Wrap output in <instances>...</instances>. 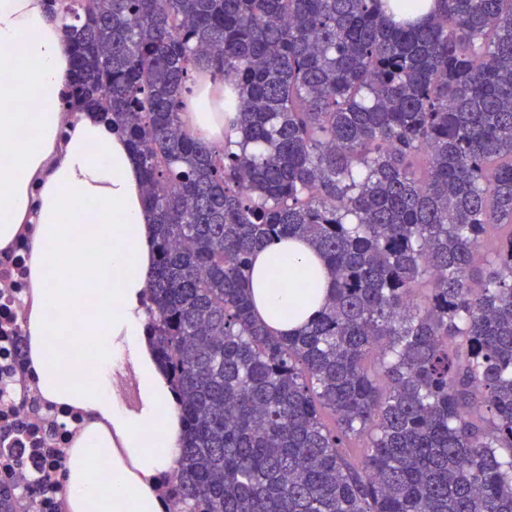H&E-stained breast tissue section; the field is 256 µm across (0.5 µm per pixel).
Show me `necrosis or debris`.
<instances>
[{
	"label": "necrosis or debris",
	"instance_id": "necrosis-or-debris-1",
	"mask_svg": "<svg viewBox=\"0 0 512 512\" xmlns=\"http://www.w3.org/2000/svg\"><path fill=\"white\" fill-rule=\"evenodd\" d=\"M27 289L25 246L17 243L0 251V481L20 493L36 489V512H62L64 463L84 417L35 403L37 381L21 348Z\"/></svg>",
	"mask_w": 512,
	"mask_h": 512
}]
</instances>
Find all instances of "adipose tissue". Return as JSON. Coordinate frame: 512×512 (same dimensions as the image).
<instances>
[{"label": "adipose tissue", "mask_w": 512, "mask_h": 512, "mask_svg": "<svg viewBox=\"0 0 512 512\" xmlns=\"http://www.w3.org/2000/svg\"><path fill=\"white\" fill-rule=\"evenodd\" d=\"M67 25L47 0H0V249L36 225L27 365L45 401L84 414L67 458L64 512H162L159 487L182 427L145 332L153 218L128 141L97 110L61 101L72 70ZM183 122L223 145L221 81L204 76L192 86ZM329 285L307 243L275 240L254 252L256 312L278 332H297L315 316ZM124 368L139 381L128 405L115 394ZM102 463L111 471L105 487L95 478Z\"/></svg>", "instance_id": "obj_1"}]
</instances>
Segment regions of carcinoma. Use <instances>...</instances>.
<instances>
[{"instance_id":"carcinoma-1","label":"carcinoma","mask_w":512,"mask_h":512,"mask_svg":"<svg viewBox=\"0 0 512 512\" xmlns=\"http://www.w3.org/2000/svg\"><path fill=\"white\" fill-rule=\"evenodd\" d=\"M51 2L154 216L173 512H512V231L476 263L512 227V0ZM206 72L222 147L181 119ZM275 238L331 273L295 334L252 311Z\"/></svg>"}]
</instances>
